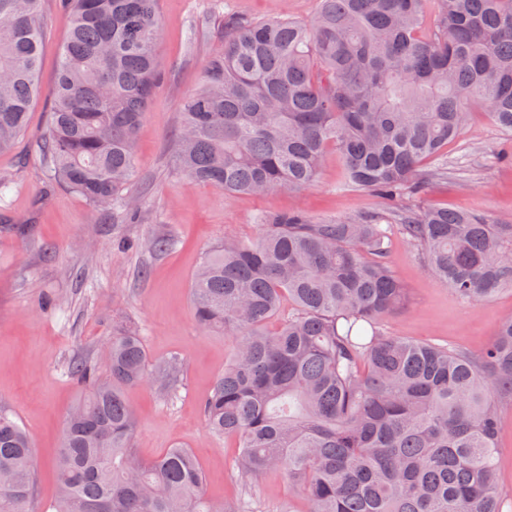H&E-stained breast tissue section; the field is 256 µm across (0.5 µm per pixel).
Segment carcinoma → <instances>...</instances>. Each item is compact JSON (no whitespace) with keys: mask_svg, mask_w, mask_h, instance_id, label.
<instances>
[{"mask_svg":"<svg viewBox=\"0 0 512 512\" xmlns=\"http://www.w3.org/2000/svg\"><path fill=\"white\" fill-rule=\"evenodd\" d=\"M41 2L0 0V152L39 97ZM60 4L69 30L36 152L52 182L130 221L123 190L164 78L158 0ZM223 29L224 49L181 103L172 152L175 173L227 194L309 186L334 147L346 185L393 200L446 175L423 162L441 157L470 108L512 135V0H320L309 22L228 18ZM260 222L256 240L207 251L191 286L197 327L237 341L201 411L213 435L235 440L241 480L278 470L308 512H503L495 465L512 407V316L475 352L380 323L407 301L386 226L478 303L512 290V223L446 208ZM285 297L294 309L282 318ZM102 356L105 377L86 359L68 366L86 390L65 417L59 493L44 512H253L210 498L188 448L137 455L124 388L149 379L143 339L117 333ZM36 469L0 408V512H29Z\"/></svg>","mask_w":512,"mask_h":512,"instance_id":"carcinoma-1","label":"carcinoma"}]
</instances>
